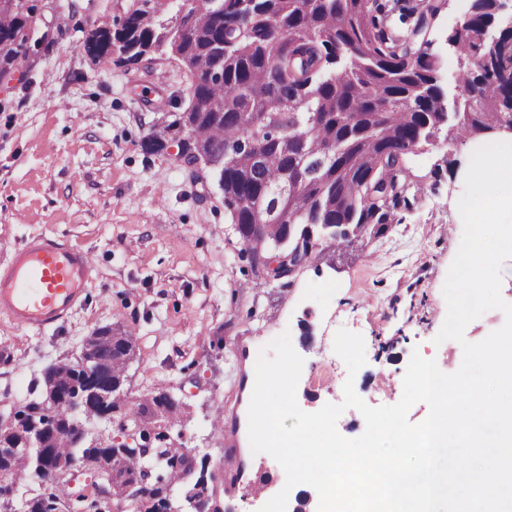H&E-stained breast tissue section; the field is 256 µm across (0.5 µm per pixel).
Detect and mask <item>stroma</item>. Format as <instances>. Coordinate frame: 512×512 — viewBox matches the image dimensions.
I'll return each instance as SVG.
<instances>
[{"mask_svg":"<svg viewBox=\"0 0 512 512\" xmlns=\"http://www.w3.org/2000/svg\"><path fill=\"white\" fill-rule=\"evenodd\" d=\"M378 29L411 37L428 5L440 11L423 37L438 58L449 102L460 95L448 35L472 0H378ZM28 28L26 70L0 83V257L38 234L57 235L96 257L84 303L58 327L19 329L0 321V401L19 405L47 367L74 360L105 327L136 331L124 391L135 401L163 387L187 414L175 446L195 449L216 492L249 460L283 488L272 456L228 452L216 416L243 407L245 365L289 333L304 370L300 406L314 412L343 399L346 379L369 405H392L412 352L458 370L462 342L435 344L446 316L443 286L460 247L458 201L474 142L419 148L398 175L404 202L386 231L335 265L311 263L292 284L266 279L240 255L242 243L216 183L197 181L168 152L142 143L168 113L190 103L191 74L163 57L97 63L84 43L124 16L131 0H40ZM360 334L366 363L349 376L334 351L338 330Z\"/></svg>","mask_w":512,"mask_h":512,"instance_id":"1","label":"stroma"}]
</instances>
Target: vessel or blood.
<instances>
[{
    "label": "vessel or blood",
    "mask_w": 512,
    "mask_h": 512,
    "mask_svg": "<svg viewBox=\"0 0 512 512\" xmlns=\"http://www.w3.org/2000/svg\"><path fill=\"white\" fill-rule=\"evenodd\" d=\"M95 265L91 255L53 235H39L10 250L0 261V318L20 328L56 326L87 296ZM229 498L266 503L264 482L225 479Z\"/></svg>",
    "instance_id": "b4317fda"
}]
</instances>
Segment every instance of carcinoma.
<instances>
[{"label":"carcinoma","mask_w":512,"mask_h":512,"mask_svg":"<svg viewBox=\"0 0 512 512\" xmlns=\"http://www.w3.org/2000/svg\"><path fill=\"white\" fill-rule=\"evenodd\" d=\"M22 11L0 13V41L12 44L0 64V78H10L29 57L24 28L37 10L35 0H21ZM181 22L165 17L161 0L131 5L117 27L96 29L85 42L95 60L116 59L137 64L157 54L177 58L191 73L192 124L173 120L164 131L143 142L148 152H161L170 135L200 141L224 159V208L229 211L251 266L263 254L288 251V242L248 238L254 223L253 208L262 203L287 215L286 223L301 236L309 224H386L389 197L369 189L380 184L388 171L402 168L406 154L429 142L433 103L443 94L438 60L410 43L388 41L376 30L375 17L364 0H214L199 13L189 0H177ZM149 9L162 17L150 29L139 13ZM496 22L493 0H477L476 10L462 27L449 35L466 56L479 60L478 68L464 70L459 82L465 89L480 88L481 100L466 99L453 128L456 139L467 138L480 126L499 123L505 113L490 107L512 98V27L504 28L496 42L484 31ZM198 29L211 36L193 40ZM259 137L265 155L248 141ZM333 142L336 154L324 158ZM351 201L343 213L327 208L330 197ZM100 355L112 361L111 372L94 380L112 385V405L119 414L144 419L155 412L158 434L181 422L186 405L168 390L130 402L123 394L134 336L123 329L112 338L101 333ZM59 388L74 393L87 384L72 364L56 369ZM107 454L112 469L142 473L148 484L138 512H159L163 499L179 486L185 490L206 485L205 469L193 481L186 469L170 464L156 472L148 460L126 455L103 441L84 445L64 431L52 442L47 464L49 481L43 492L27 501L28 512H64L69 495L64 475L70 463L85 456ZM41 462L37 449L0 460L15 484L31 477Z\"/></svg>","instance_id":"carcinoma-1"}]
</instances>
